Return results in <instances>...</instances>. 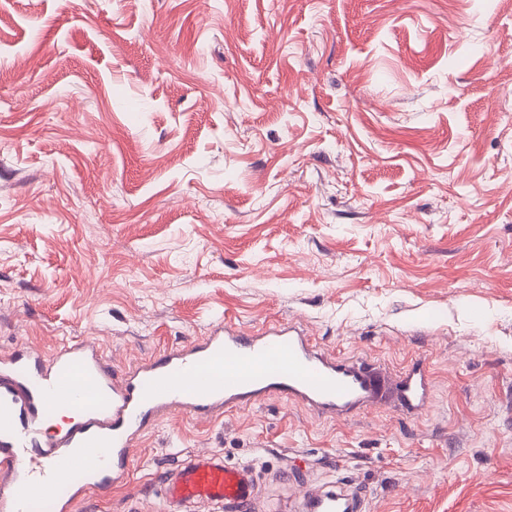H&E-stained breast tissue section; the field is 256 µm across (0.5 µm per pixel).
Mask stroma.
Returning <instances> with one entry per match:
<instances>
[{
    "label": "stroma",
    "instance_id": "1",
    "mask_svg": "<svg viewBox=\"0 0 512 512\" xmlns=\"http://www.w3.org/2000/svg\"><path fill=\"white\" fill-rule=\"evenodd\" d=\"M227 319L432 400L154 420L78 512H160L199 452L264 512H512V0H0V354L122 371ZM309 512H359L365 508L363 493L355 488L336 485V489L310 495Z\"/></svg>",
    "mask_w": 512,
    "mask_h": 512
}]
</instances>
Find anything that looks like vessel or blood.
Returning a JSON list of instances; mask_svg holds the SVG:
<instances>
[{
	"label": "vessel or blood",
	"mask_w": 512,
	"mask_h": 512,
	"mask_svg": "<svg viewBox=\"0 0 512 512\" xmlns=\"http://www.w3.org/2000/svg\"><path fill=\"white\" fill-rule=\"evenodd\" d=\"M430 386L421 362L392 376L362 358L322 353L296 328L246 331L232 321L121 376L91 337L62 342L48 356L14 353L0 358V512H32L49 498L55 512H74L88 487L125 484L150 417H218L274 393L338 416L390 394L413 414L427 406ZM63 406L78 420L46 434L45 419ZM161 492L162 512L195 505L257 512L261 483L253 467L203 453L168 469ZM307 505L308 512H363L365 497L340 485Z\"/></svg>",
	"instance_id": "vessel-or-blood-1"
}]
</instances>
